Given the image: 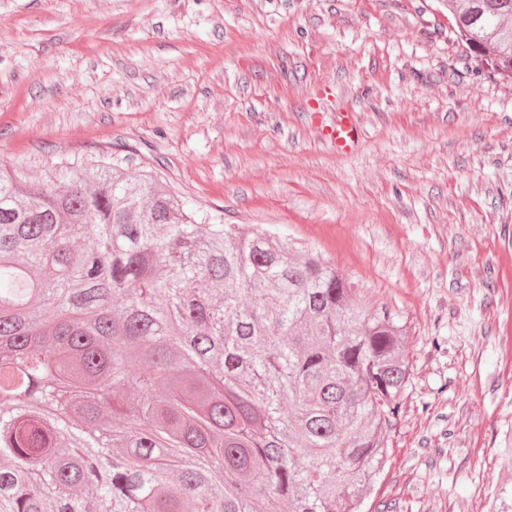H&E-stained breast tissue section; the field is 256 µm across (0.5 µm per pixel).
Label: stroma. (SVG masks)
Here are the masks:
<instances>
[{
	"label": "stroma",
	"mask_w": 512,
	"mask_h": 512,
	"mask_svg": "<svg viewBox=\"0 0 512 512\" xmlns=\"http://www.w3.org/2000/svg\"><path fill=\"white\" fill-rule=\"evenodd\" d=\"M347 105L340 155L310 105ZM105 159L319 249L409 334L380 512H487L512 425V80L447 0H0V167Z\"/></svg>",
	"instance_id": "1"
}]
</instances>
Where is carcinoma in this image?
<instances>
[{"mask_svg": "<svg viewBox=\"0 0 512 512\" xmlns=\"http://www.w3.org/2000/svg\"><path fill=\"white\" fill-rule=\"evenodd\" d=\"M448 15L512 79V0ZM358 293L149 171L1 173L0 512H371L409 363ZM499 459L490 512H512V434Z\"/></svg>", "mask_w": 512, "mask_h": 512, "instance_id": "carcinoma-1", "label": "carcinoma"}]
</instances>
